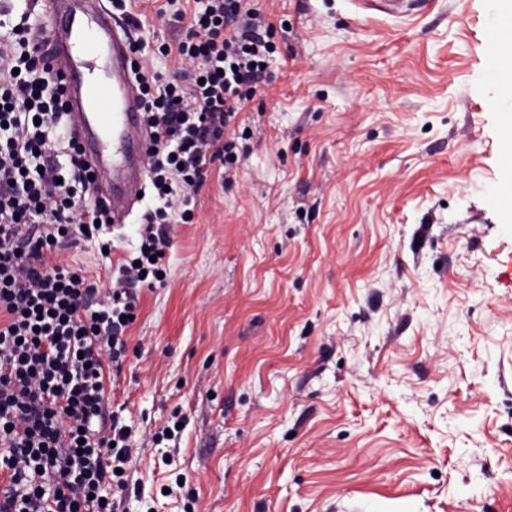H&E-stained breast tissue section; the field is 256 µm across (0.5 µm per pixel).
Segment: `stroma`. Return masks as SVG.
Listing matches in <instances>:
<instances>
[{"label": "stroma", "mask_w": 512, "mask_h": 512, "mask_svg": "<svg viewBox=\"0 0 512 512\" xmlns=\"http://www.w3.org/2000/svg\"><path fill=\"white\" fill-rule=\"evenodd\" d=\"M131 0L154 71L175 38ZM273 80L142 288L108 405L118 512H512L503 0H261ZM151 197L61 259L109 288ZM378 1L375 0H357L355 3H359L360 7L363 9H377L381 12H384L391 16H403L410 9L413 3H416L415 0H383L380 1L384 6H379L377 8L375 3ZM376 7V8H375Z\"/></svg>", "instance_id": "35a3bbf8"}]
</instances>
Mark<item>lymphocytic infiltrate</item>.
Here are the masks:
<instances>
[{"mask_svg":"<svg viewBox=\"0 0 512 512\" xmlns=\"http://www.w3.org/2000/svg\"><path fill=\"white\" fill-rule=\"evenodd\" d=\"M184 38L171 77L132 63L151 136L147 167L161 207L147 212L140 243L106 294L47 257L110 224L106 201L82 204L91 169L82 157L65 85L39 52L27 19L0 41V512H115L106 490L125 491L119 470L130 431L103 402L106 365L118 362L138 302L154 286L171 243L156 223L189 222L177 193L199 188L212 164L236 163L231 123L265 81L275 27L259 0H167ZM67 164L45 163L56 142Z\"/></svg>","mask_w":512,"mask_h":512,"instance_id":"f902f5d3","label":"lymphocytic infiltrate"}]
</instances>
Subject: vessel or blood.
I'll list each match as a JSON object with an SVG mask.
<instances>
[{"instance_id": "vessel-or-blood-1", "label": "vessel or blood", "mask_w": 512, "mask_h": 512, "mask_svg": "<svg viewBox=\"0 0 512 512\" xmlns=\"http://www.w3.org/2000/svg\"><path fill=\"white\" fill-rule=\"evenodd\" d=\"M43 9L38 47L64 80L79 139L97 170L111 176L112 215L122 217L138 199L149 146L127 32L100 0H43Z\"/></svg>"}]
</instances>
